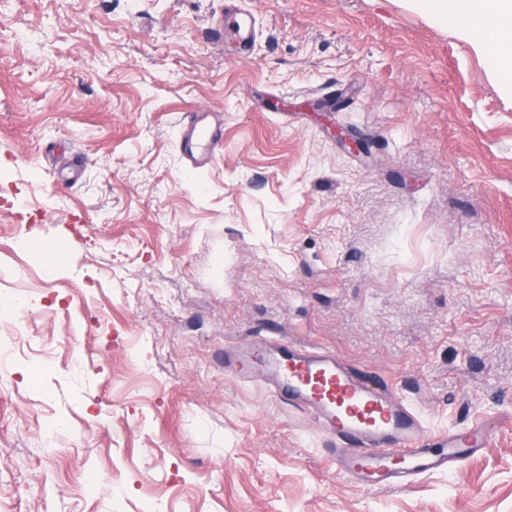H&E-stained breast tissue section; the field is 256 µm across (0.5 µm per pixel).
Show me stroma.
<instances>
[{
    "label": "stroma",
    "mask_w": 512,
    "mask_h": 512,
    "mask_svg": "<svg viewBox=\"0 0 512 512\" xmlns=\"http://www.w3.org/2000/svg\"><path fill=\"white\" fill-rule=\"evenodd\" d=\"M243 6L246 59L208 37L224 0H0V296L25 302L0 310V512H512V95L406 0ZM195 109L224 115L198 174ZM271 331L432 432L493 420L488 446L350 481L225 373ZM224 116L206 110L185 113L178 123L177 146L193 172L208 170L223 149Z\"/></svg>",
    "instance_id": "1"
}]
</instances>
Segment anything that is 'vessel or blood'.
I'll return each instance as SVG.
<instances>
[{"label":"vessel or blood","instance_id":"obj_1","mask_svg":"<svg viewBox=\"0 0 512 512\" xmlns=\"http://www.w3.org/2000/svg\"><path fill=\"white\" fill-rule=\"evenodd\" d=\"M228 31L235 33L240 55L251 54L255 31L245 10L228 5L213 20L215 41ZM223 131V116L206 110L182 116L177 146L191 171L211 167L224 146ZM224 370L260 377L273 397L302 411L330 440L337 471L369 489L407 487L419 476L462 468L490 438L488 425L478 421L429 447L427 426L405 396L329 348L261 338L225 349Z\"/></svg>","mask_w":512,"mask_h":512}]
</instances>
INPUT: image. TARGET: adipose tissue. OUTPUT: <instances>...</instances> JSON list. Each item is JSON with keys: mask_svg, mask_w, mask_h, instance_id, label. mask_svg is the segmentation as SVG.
Masks as SVG:
<instances>
[{"mask_svg": "<svg viewBox=\"0 0 512 512\" xmlns=\"http://www.w3.org/2000/svg\"><path fill=\"white\" fill-rule=\"evenodd\" d=\"M432 23L452 28L485 58L502 88L512 92V0H409ZM480 17L497 21L492 31L477 25Z\"/></svg>", "mask_w": 512, "mask_h": 512, "instance_id": "1", "label": "adipose tissue"}]
</instances>
